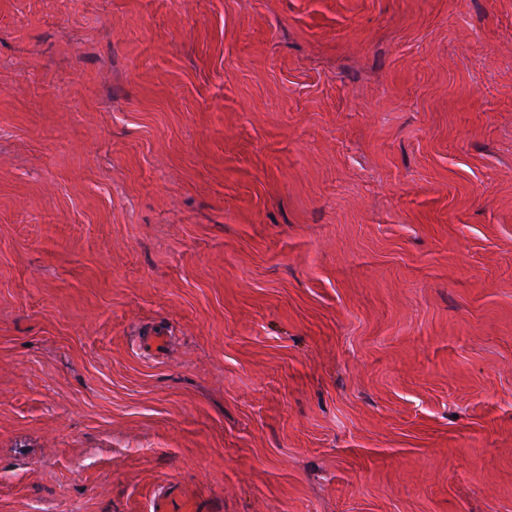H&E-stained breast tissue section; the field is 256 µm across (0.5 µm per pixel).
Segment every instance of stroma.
Listing matches in <instances>:
<instances>
[{"mask_svg": "<svg viewBox=\"0 0 512 512\" xmlns=\"http://www.w3.org/2000/svg\"><path fill=\"white\" fill-rule=\"evenodd\" d=\"M161 483L512 512V0H0V512Z\"/></svg>", "mask_w": 512, "mask_h": 512, "instance_id": "35a3bbf8", "label": "stroma"}]
</instances>
